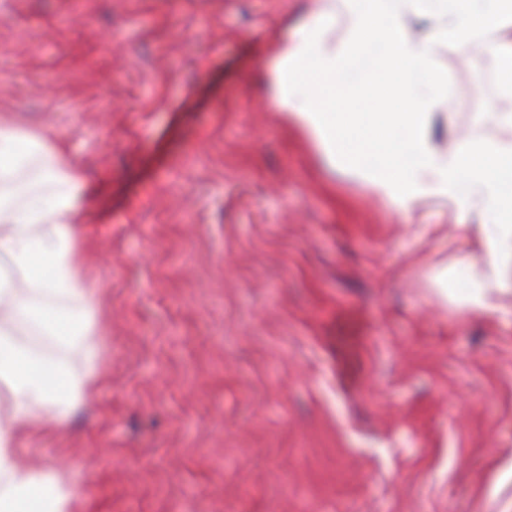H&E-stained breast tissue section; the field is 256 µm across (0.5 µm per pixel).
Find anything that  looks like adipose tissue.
Masks as SVG:
<instances>
[{
	"label": "adipose tissue",
	"instance_id": "ef3b65f1",
	"mask_svg": "<svg viewBox=\"0 0 512 512\" xmlns=\"http://www.w3.org/2000/svg\"><path fill=\"white\" fill-rule=\"evenodd\" d=\"M323 3L318 21L300 28L272 71L279 110L319 145L328 164L379 156L364 175L398 217L409 218L415 202L428 196L483 214V261L490 274L468 301L474 310L491 307L499 289L494 272L501 240L512 234V193L501 188L512 176V162H502L503 148L492 141L467 139L454 150H440L423 107L445 81L440 46L478 43L494 55L504 78L488 118L512 129V0ZM338 18L348 30L341 46L327 37ZM410 18L425 20L427 31L409 34ZM373 40L390 48L377 110L343 111L336 81ZM78 181L63 142L0 120V256L20 274L16 280L0 277V512H71L61 469L34 474L22 463L17 442L23 430L63 425L89 400L99 377L96 331L88 317L95 295L76 230ZM33 324L76 340L86 369L71 373L24 344L21 336Z\"/></svg>",
	"mask_w": 512,
	"mask_h": 512
}]
</instances>
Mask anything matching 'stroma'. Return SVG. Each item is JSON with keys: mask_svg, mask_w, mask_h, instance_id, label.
I'll use <instances>...</instances> for the list:
<instances>
[{"mask_svg": "<svg viewBox=\"0 0 512 512\" xmlns=\"http://www.w3.org/2000/svg\"><path fill=\"white\" fill-rule=\"evenodd\" d=\"M315 0H0V118L81 172L107 379L23 458L77 512H512V242L408 221L282 118ZM434 141L504 140L491 54L448 43Z\"/></svg>", "mask_w": 512, "mask_h": 512, "instance_id": "35a3bbf8", "label": "stroma"}]
</instances>
